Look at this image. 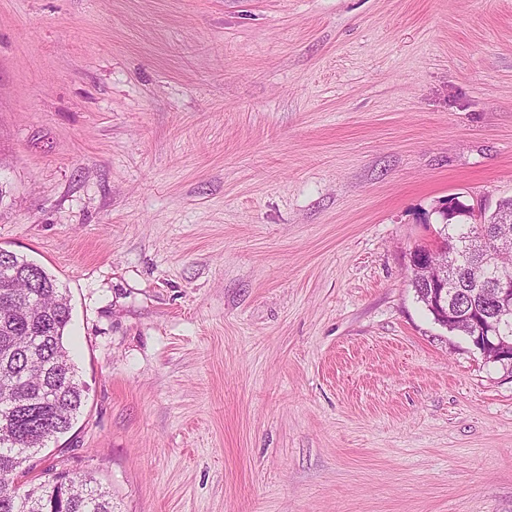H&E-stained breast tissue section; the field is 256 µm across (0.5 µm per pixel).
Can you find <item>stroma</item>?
<instances>
[{"label": "stroma", "mask_w": 512, "mask_h": 512, "mask_svg": "<svg viewBox=\"0 0 512 512\" xmlns=\"http://www.w3.org/2000/svg\"><path fill=\"white\" fill-rule=\"evenodd\" d=\"M512 197V0H0V248L115 512H512V364L408 278Z\"/></svg>", "instance_id": "35a3bbf8"}]
</instances>
